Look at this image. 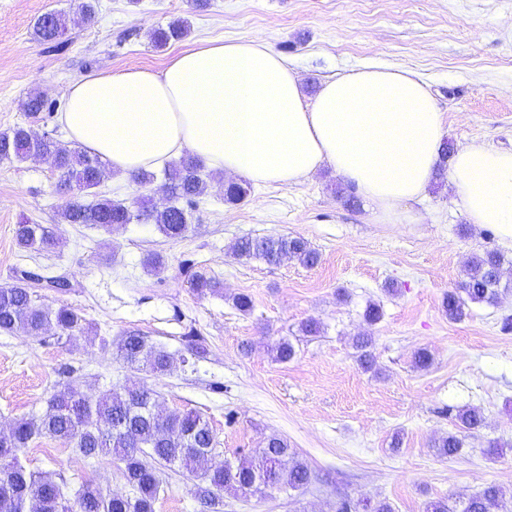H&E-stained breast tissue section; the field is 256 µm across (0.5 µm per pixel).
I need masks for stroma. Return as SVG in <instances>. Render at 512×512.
<instances>
[{"label":"stroma","mask_w":512,"mask_h":512,"mask_svg":"<svg viewBox=\"0 0 512 512\" xmlns=\"http://www.w3.org/2000/svg\"><path fill=\"white\" fill-rule=\"evenodd\" d=\"M50 10L70 14L75 2L0 0V131L27 124L67 141L55 113L28 119L21 103L31 90L60 107L82 76L158 71L200 41L257 38L288 60L306 99L354 68L409 70L434 96L446 140L512 151V0H209L202 10L192 0H99L93 26L72 22L60 42L47 44L35 39L34 24ZM180 18L190 23L188 36L155 49L151 29ZM339 183L325 166L290 186L251 184L245 202L232 205L214 178L188 209L189 231L171 239L146 223L110 232L63 223L73 194L54 169L34 159L0 164V286L20 266L67 276L70 290L40 289L41 305L72 306L99 335L137 331L187 356V365L143 380L160 392L164 413L194 410L209 422L218 441L213 462L276 433L312 471L303 489L225 496L223 512H337L345 501L425 512L429 502L465 499L490 484L512 498V329L503 327L512 290L497 304L471 305L460 322L442 307L473 255L504 254L502 280L512 283V242L469 223L447 179L431 181L423 201L400 206L410 224L382 220L362 197L344 205ZM29 219L53 225V249H19L15 226ZM275 234L307 239L319 263L269 265L232 252L239 238ZM151 252L166 262L157 276L142 265ZM195 270L219 279L221 293L194 294ZM240 293L251 297L250 312L234 307ZM372 302L382 308L373 325L364 318ZM310 318L321 324L314 337L299 331ZM364 334L373 338V372L357 361L354 341ZM282 338L296 350L285 363L269 351ZM192 343L200 355L190 354ZM421 349L432 356L422 369L414 364ZM132 376L84 337L59 343L50 333H0V427L42 412L65 384L95 395ZM466 407L481 409L483 425L462 431L459 455L440 456L435 441ZM493 440L508 444L503 456L487 455ZM19 456L31 470L62 474L72 490L92 480L129 491L118 460L85 458L55 438L37 439ZM161 476L155 512H210L194 495L201 474L165 467Z\"/></svg>","instance_id":"obj_1"}]
</instances>
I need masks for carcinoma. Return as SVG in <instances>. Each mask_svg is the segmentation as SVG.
Returning a JSON list of instances; mask_svg holds the SVG:
<instances>
[{
	"instance_id": "carcinoma-1",
	"label": "carcinoma",
	"mask_w": 512,
	"mask_h": 512,
	"mask_svg": "<svg viewBox=\"0 0 512 512\" xmlns=\"http://www.w3.org/2000/svg\"><path fill=\"white\" fill-rule=\"evenodd\" d=\"M76 8L85 23L95 21L97 0H76ZM67 29L65 15L48 11L37 20L34 34L40 41L53 42L64 36ZM188 31V22L178 19L152 31L150 37L155 47L163 48L186 37ZM23 107L30 118L48 109L39 93L31 94ZM34 157L58 171L61 184L76 192L75 199L60 213L67 224H93L111 231L126 224L146 222L168 238L180 237L189 227L187 210L180 203L195 204L209 188L201 174V160L185 155L164 171L159 185L152 171L132 175L140 186L162 190L169 205L158 208L144 196L130 203L115 200L94 192L105 176V167L98 157L78 147H68L52 136H35L27 126L0 131V164ZM248 192V186L231 181L225 185L224 201L237 204ZM15 239L20 248L33 252L48 251L56 245L50 224H18ZM233 253L270 265L285 257L310 268L319 262V253L307 240L288 235L244 237L235 242ZM504 262V256L495 250L471 257L465 279L444 294L442 306L448 319L460 321L467 316L470 305H493L502 291L512 288L501 282ZM31 281L32 273L20 270L12 284L0 287V333L39 338L46 334V329L54 327L59 331V340L97 336L92 323L77 309L62 305L51 311L39 304ZM189 288L200 296L221 292L219 281L198 272L191 275ZM372 344L370 336H361L355 343L358 361L366 371L375 364ZM99 346L103 350L115 349L116 357L127 366L155 375L167 374L186 363L184 356L150 344L134 332L125 334L115 344L103 337ZM271 351L279 362L295 355L294 346L286 339L275 343ZM159 398V392L134 379L97 396L67 384L49 398L42 413L15 419L8 432H0V512H154L161 485L156 463L193 470L203 464L216 445L214 431L201 414L188 411L158 416ZM457 420L461 428L475 429L482 425L483 415L479 408L469 407L458 412ZM41 436L63 440L89 459L115 457L123 464L122 474L130 493L107 492L101 485L86 481L74 498H69L65 480L57 481L47 472L31 471L19 460V451ZM461 447V440L451 432L435 442L438 453L445 457L458 455ZM311 479L309 467L288 446V441L273 433L259 449L222 467L206 470L205 485L198 487L196 497L206 507L220 512L218 507L223 505L226 494L299 490L307 487ZM426 512L512 510L507 508L501 489L490 484L464 501H433Z\"/></svg>"
}]
</instances>
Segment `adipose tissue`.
<instances>
[{
    "label": "adipose tissue",
    "instance_id": "adipose-tissue-1",
    "mask_svg": "<svg viewBox=\"0 0 512 512\" xmlns=\"http://www.w3.org/2000/svg\"><path fill=\"white\" fill-rule=\"evenodd\" d=\"M58 121L120 176L186 153L262 184H292L327 165L388 221L426 196L445 136L441 112L413 73L353 69L323 81L308 105L287 60L252 39L201 42L157 72L82 77ZM448 182L470 223L512 240V152L462 146Z\"/></svg>",
    "mask_w": 512,
    "mask_h": 512
}]
</instances>
